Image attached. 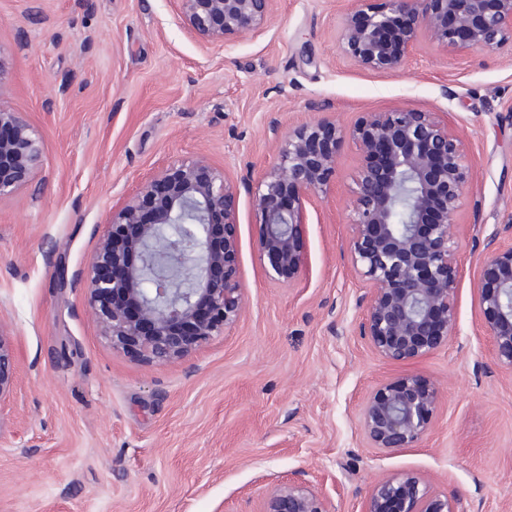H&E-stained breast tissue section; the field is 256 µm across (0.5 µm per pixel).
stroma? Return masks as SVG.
<instances>
[{
	"mask_svg": "<svg viewBox=\"0 0 512 512\" xmlns=\"http://www.w3.org/2000/svg\"><path fill=\"white\" fill-rule=\"evenodd\" d=\"M347 0H277L266 28L202 43L174 0H0V98L42 137L36 179L0 202V323L15 385L0 400V512H257L274 484L307 478L336 512L412 474L464 512H512V371L479 306L485 244L512 243V46H427L392 73L345 57ZM325 105L338 124L409 108L448 115L470 173L455 239L462 272L447 345L411 364L359 334L364 287L347 252L358 151L338 150L328 195L306 203L294 286L267 279L259 215L241 195L246 308L185 361L113 350L76 284L117 198L169 162L203 156L233 180L276 161L281 133ZM413 373L439 392L413 448L369 447L361 408Z\"/></svg>",
	"mask_w": 512,
	"mask_h": 512,
	"instance_id": "35a3bbf8",
	"label": "stroma"
}]
</instances>
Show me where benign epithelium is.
<instances>
[{"label": "benign epithelium", "mask_w": 512, "mask_h": 512, "mask_svg": "<svg viewBox=\"0 0 512 512\" xmlns=\"http://www.w3.org/2000/svg\"><path fill=\"white\" fill-rule=\"evenodd\" d=\"M276 0H176L185 28L207 44L262 31ZM362 68L400 70L421 43L493 53L512 45V0H353L338 32ZM277 140V161L233 181L205 157L176 159L112 206L106 231L78 275L83 306L112 348L149 364L188 359L245 311L239 275L241 193L261 215L266 274L296 282L304 261L305 203L325 195L345 141L359 152L347 223L350 264L365 284L359 333L384 360L409 364L448 343L461 260L451 233L469 166L448 117L408 108L366 112L345 127L321 112ZM38 131L0 99V201L34 182ZM480 304L498 364L512 370V245L488 239ZM14 349L0 331V400L13 391ZM438 394L407 373L375 389L361 411L372 448H413L428 434ZM259 512H336L306 480L274 485ZM365 512H461L412 474L378 480Z\"/></svg>", "instance_id": "obj_1"}]
</instances>
